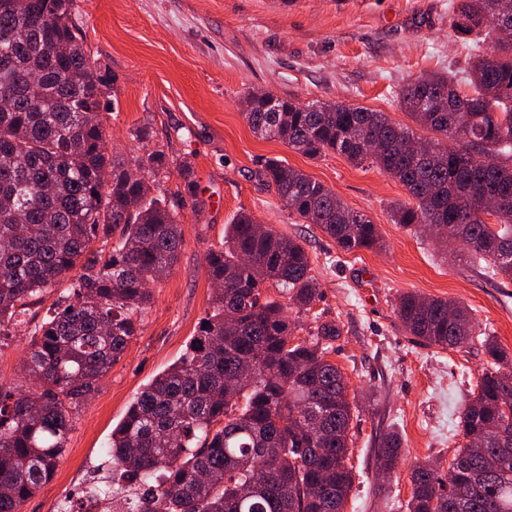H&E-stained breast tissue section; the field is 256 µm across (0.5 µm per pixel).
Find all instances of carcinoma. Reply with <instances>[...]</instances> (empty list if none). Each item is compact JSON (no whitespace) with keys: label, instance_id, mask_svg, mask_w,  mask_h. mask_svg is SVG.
Masks as SVG:
<instances>
[{"label":"carcinoma","instance_id":"1","mask_svg":"<svg viewBox=\"0 0 512 512\" xmlns=\"http://www.w3.org/2000/svg\"><path fill=\"white\" fill-rule=\"evenodd\" d=\"M452 8L454 29L483 34L492 47L463 79L472 93L441 75L402 89L401 109L436 137L343 103L279 98L270 109L269 93L247 94L244 115L255 135L309 158L334 152L378 167L409 196L392 206L394 223L416 234L457 232L461 253L512 279V0ZM76 10V0H0V93L13 97L0 111V348L29 307L79 269L28 332L23 369L34 386H0V512H22L53 478L76 414L137 335L151 285L177 263L181 222L161 175L177 168L175 195L199 204L187 163L159 149L133 166L108 153L105 113L92 111L106 108L113 79L75 33ZM261 176L291 214L343 251L379 246L377 225L304 171L273 158ZM491 198L500 207L483 209ZM206 263L220 283L213 313L112 428L110 482L93 493L126 501V512H339L353 485L348 384L328 359L339 329L317 325L296 341L287 306L264 295L272 285L296 314L312 310L320 294L307 251L239 213ZM396 313L426 346L478 343L491 358L460 415L464 437L481 448L458 449L444 473L413 467L406 509L512 512V452L499 438L512 432V357L458 302L406 292ZM400 447L397 433L383 436L379 471L396 469Z\"/></svg>","mask_w":512,"mask_h":512}]
</instances>
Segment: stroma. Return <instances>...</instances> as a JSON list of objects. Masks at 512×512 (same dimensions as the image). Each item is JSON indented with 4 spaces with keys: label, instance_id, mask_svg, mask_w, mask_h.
Here are the masks:
<instances>
[{
    "label": "stroma",
    "instance_id": "obj_1",
    "mask_svg": "<svg viewBox=\"0 0 512 512\" xmlns=\"http://www.w3.org/2000/svg\"><path fill=\"white\" fill-rule=\"evenodd\" d=\"M452 0H79L77 24L118 98L106 127L108 150L142 152L132 130L149 127L147 146L192 164L206 206L181 204L184 244L172 272L153 286L141 329L76 416L53 480L23 512H57L64 492L93 478L129 403L197 336L211 299L206 254L240 212L301 240L321 298L298 315L296 338L316 322L340 330L330 355L354 403L350 460L354 484L345 512H406L415 463L447 468L465 443L460 414L488 366L480 345L428 347L405 331L395 308L402 293L465 305L476 327L512 354V280L488 279L476 258L414 236L392 223L402 186L375 167L329 154L311 160L250 130L240 98L258 90L299 104L346 103L406 124L399 93L430 74L463 76L489 51L451 25ZM271 158L322 182L377 225L382 247L342 251L312 224L299 223L258 173ZM401 439L400 463L376 473L387 432Z\"/></svg>",
    "mask_w": 512,
    "mask_h": 512
}]
</instances>
